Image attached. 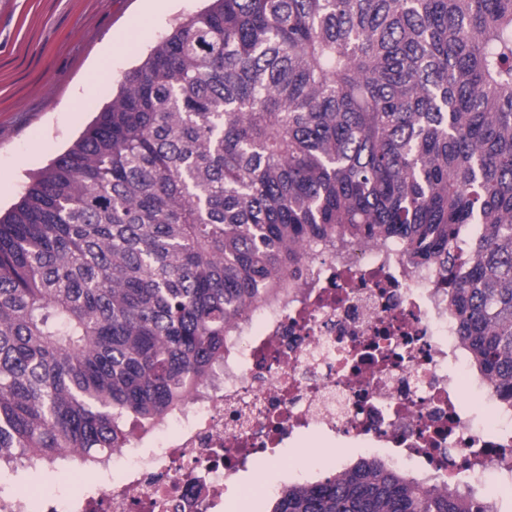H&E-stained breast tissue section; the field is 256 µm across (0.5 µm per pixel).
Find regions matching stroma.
<instances>
[{"label":"stroma","instance_id":"1","mask_svg":"<svg viewBox=\"0 0 512 512\" xmlns=\"http://www.w3.org/2000/svg\"><path fill=\"white\" fill-rule=\"evenodd\" d=\"M204 0H0V213L68 149L149 47ZM103 71L93 74L95 64ZM229 486L224 512H248L243 487L288 485L285 460Z\"/></svg>","mask_w":512,"mask_h":512}]
</instances>
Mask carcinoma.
I'll list each match as a JSON object with an SVG mask.
<instances>
[{"label": "carcinoma", "mask_w": 512, "mask_h": 512, "mask_svg": "<svg viewBox=\"0 0 512 512\" xmlns=\"http://www.w3.org/2000/svg\"><path fill=\"white\" fill-rule=\"evenodd\" d=\"M399 245L512 399V0H210L0 216V479L95 469L305 248ZM258 512H498L379 457Z\"/></svg>", "instance_id": "carcinoma-1"}]
</instances>
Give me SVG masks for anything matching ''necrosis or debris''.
Listing matches in <instances>:
<instances>
[{
  "label": "necrosis or debris",
  "instance_id": "obj_1",
  "mask_svg": "<svg viewBox=\"0 0 512 512\" xmlns=\"http://www.w3.org/2000/svg\"><path fill=\"white\" fill-rule=\"evenodd\" d=\"M304 278L281 302H256L223 370L153 437L113 449L92 489L31 487L0 495V512H224L233 477L311 437L333 458L344 444L379 452L457 493L491 475L512 485V431L463 408L476 386L499 416L512 420V405L473 372L434 269L395 246L324 244Z\"/></svg>",
  "mask_w": 512,
  "mask_h": 512
}]
</instances>
